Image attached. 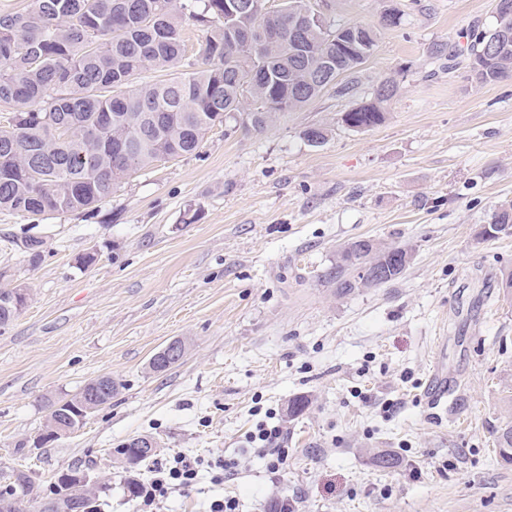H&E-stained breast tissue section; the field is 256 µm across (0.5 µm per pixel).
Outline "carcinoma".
Wrapping results in <instances>:
<instances>
[{"label":"carcinoma","instance_id":"cac0c4a2","mask_svg":"<svg viewBox=\"0 0 512 512\" xmlns=\"http://www.w3.org/2000/svg\"><path fill=\"white\" fill-rule=\"evenodd\" d=\"M285 16L229 17L224 0H32L21 12L0 11V210L43 217L95 212L141 170L196 154L206 135L239 115L242 126L264 130L350 75L374 53L379 30L359 41L361 27L314 25L305 53L292 35L296 9ZM207 28L198 56L185 57L188 23ZM468 55L472 79L490 84L512 74V12L465 36V44H435L431 54ZM182 72L166 81L133 83L148 69ZM399 82L381 79L369 102L344 113L342 122L367 130L385 119ZM64 126L68 136L59 132ZM512 234V204L503 205L481 236ZM413 254L406 244L357 239L340 251L325 278L343 293L374 283L357 271L378 264L398 267ZM500 457L512 463V423L499 429ZM0 494L12 490L44 512L46 501L66 512L63 480L49 494L20 487L3 476Z\"/></svg>","mask_w":512,"mask_h":512}]
</instances>
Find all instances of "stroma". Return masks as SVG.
<instances>
[{
    "mask_svg": "<svg viewBox=\"0 0 512 512\" xmlns=\"http://www.w3.org/2000/svg\"><path fill=\"white\" fill-rule=\"evenodd\" d=\"M394 6L400 25L381 27ZM324 14L380 30L347 92L326 89L260 132L227 121L95 217L0 212V289L28 292L0 327V472L32 469L44 486L90 467L112 479L99 512H137L108 451L149 435L141 477L177 455L199 465L197 484L152 512H209L222 497L239 512H270L277 497L296 512H512L496 443L512 422V235H480L512 203V76L481 85L430 52L488 26L492 0H327ZM387 76L400 90L384 122L345 126ZM312 127L325 143L306 140ZM28 235L42 241L34 261L15 245ZM360 238L409 243L413 261L396 281L338 293L323 274ZM175 339L182 362L152 373ZM437 367L456 387L444 413L424 397ZM102 375L119 386L110 406L16 452L42 432L48 401ZM258 406L287 431L276 475L246 440ZM378 450L399 466H377ZM220 452L240 466L218 481Z\"/></svg>",
    "mask_w": 512,
    "mask_h": 512,
    "instance_id": "obj_1",
    "label": "stroma"
}]
</instances>
